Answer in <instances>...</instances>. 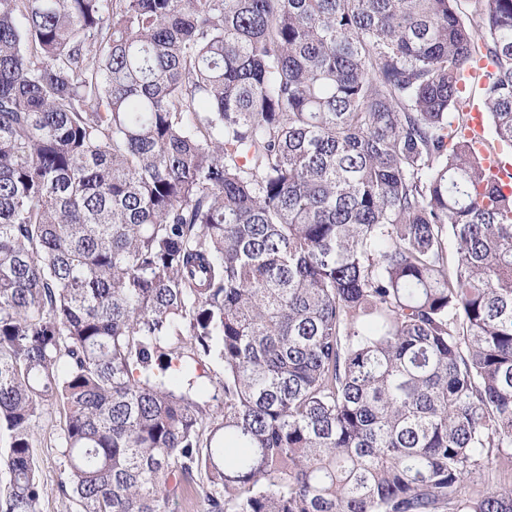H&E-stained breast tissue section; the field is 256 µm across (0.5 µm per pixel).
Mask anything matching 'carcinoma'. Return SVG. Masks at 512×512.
<instances>
[{
  "label": "carcinoma",
  "mask_w": 512,
  "mask_h": 512,
  "mask_svg": "<svg viewBox=\"0 0 512 512\" xmlns=\"http://www.w3.org/2000/svg\"><path fill=\"white\" fill-rule=\"evenodd\" d=\"M459 2L0 0V512L53 408L79 512H512V0ZM484 116V122H483ZM484 132L486 139V148L488 151L497 153L512 163V148L503 145L495 138L489 117L475 107L472 113V119L465 130L466 137L471 141L474 148L484 158V166L490 171L495 178H500L505 184V191L509 189L512 177V165L510 162L504 161L495 155H489L484 148ZM511 176V177H509Z\"/></svg>",
  "instance_id": "1"
}]
</instances>
